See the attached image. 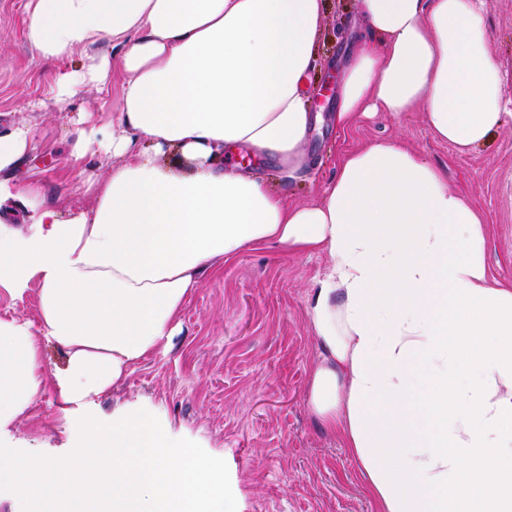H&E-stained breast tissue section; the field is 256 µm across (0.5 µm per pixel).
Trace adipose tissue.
<instances>
[{
  "label": "adipose tissue",
  "mask_w": 512,
  "mask_h": 512,
  "mask_svg": "<svg viewBox=\"0 0 512 512\" xmlns=\"http://www.w3.org/2000/svg\"><path fill=\"white\" fill-rule=\"evenodd\" d=\"M325 0H29L36 58L86 52L55 74L59 110L123 74L117 163L62 213L5 177L30 131L0 136V288H39L37 322L0 319V434L53 389L69 419L168 350L201 275L273 242L327 255L307 312L320 355L309 400L349 448L378 512H512V284L492 280L483 217L446 173L398 141L349 152L323 204L295 206L224 161L244 148L285 178L321 114L306 104ZM373 33L353 47L333 117L422 107L461 151L503 126L486 0H357ZM111 43L104 51L103 43ZM190 158V168L163 154ZM59 345L46 375L38 337Z\"/></svg>",
  "instance_id": "1"
}]
</instances>
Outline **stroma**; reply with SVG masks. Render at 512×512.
<instances>
[{
	"mask_svg": "<svg viewBox=\"0 0 512 512\" xmlns=\"http://www.w3.org/2000/svg\"><path fill=\"white\" fill-rule=\"evenodd\" d=\"M28 0H0V135L24 123L33 140L13 168L14 180L40 183L61 212L90 206L89 180L106 174L111 155L72 151L80 129L111 128L122 90L113 72L103 87L83 92L59 111L51 76L80 67L83 49L63 60L33 57L26 41ZM491 53L503 94L512 100V0H489ZM369 34L355 0H327L319 66L310 75L311 111L323 113L306 144L309 163L295 179L273 161L238 152L242 171L299 206L319 204L344 152L400 140L448 174L450 190L468 195L487 229L492 277L512 284V123L460 153L428 128L422 108L360 117L347 131L331 119L337 95L320 96L322 82L340 77L352 43ZM324 255L294 254L277 244L225 260L205 272L179 315L168 351L138 363L119 388L87 412L110 422L121 406H138L169 423L171 438L199 443L226 461L233 494L244 512H377L356 460L322 427L309 402L310 373L319 353L307 298L325 273ZM77 420L60 421L53 392L38 398L0 441L31 453L63 456L78 443Z\"/></svg>",
	"mask_w": 512,
	"mask_h": 512,
	"instance_id": "1",
	"label": "stroma"
}]
</instances>
